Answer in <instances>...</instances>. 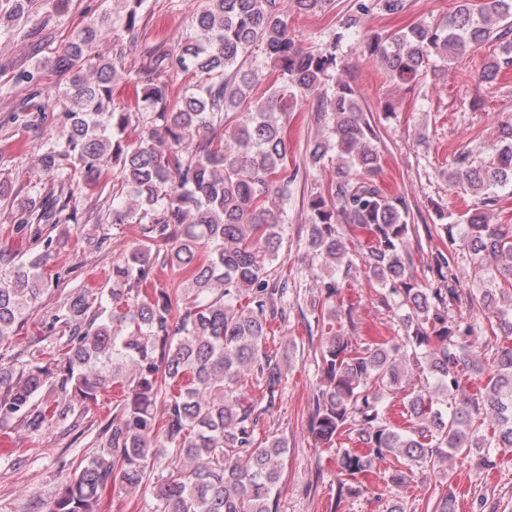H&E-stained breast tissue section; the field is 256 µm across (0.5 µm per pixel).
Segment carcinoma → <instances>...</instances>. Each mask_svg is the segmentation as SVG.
Segmentation results:
<instances>
[{
    "instance_id": "1",
    "label": "carcinoma",
    "mask_w": 512,
    "mask_h": 512,
    "mask_svg": "<svg viewBox=\"0 0 512 512\" xmlns=\"http://www.w3.org/2000/svg\"><path fill=\"white\" fill-rule=\"evenodd\" d=\"M34 2L0 9V32L25 25ZM110 2L101 21L55 51L51 63L68 80L54 90L52 112L34 103L36 119L19 123L25 131L53 124L37 166L56 189L22 196L0 177L11 238L27 245L0 246V347L48 292L43 267L57 231L81 220L73 188L101 194L110 185L112 197L126 195L132 204L113 208L112 223L135 224L140 236L112 263L110 288L60 295L29 358L0 365L1 430L16 424L41 433L70 418L76 437L94 434L96 451L68 473L47 512H101L106 489L132 494L148 486L154 503L144 512H278L288 447L258 431L284 379L268 329L286 321L290 304L288 279L276 268L288 217L268 202L291 195L300 167L289 161L288 114L312 97L327 136L309 148V166L334 168L329 185L305 202L316 283L334 304L343 281L374 279L404 331L368 342L315 317L325 337L314 351L310 426L321 446L334 449L336 503L363 491L377 461L387 462L388 488L406 484L416 468L474 450L494 465L512 449V225L492 224L488 213L512 190V120L499 126L488 159L454 157L448 182L477 203L460 215L436 207L434 228L446 243L428 262L437 282L425 283L411 269L410 207L383 184L376 125L341 54L360 17L399 14L405 0H355L336 37L314 50L295 40L281 0H206L193 33L175 48L146 47L135 71L122 54L105 58L93 48L115 30L134 32L146 0ZM456 3L442 18L370 36L368 52L390 81L416 85L431 64L445 70L512 32V0ZM260 57L275 73L262 92ZM509 66L511 40L477 78L490 84ZM189 70L200 80L171 98L168 79ZM130 73L140 85L132 109L113 100L115 82ZM461 252L472 278L460 271ZM168 267L182 282L160 288L157 269ZM44 342L61 358L36 357ZM477 348L486 381L470 396L463 376ZM415 373L434 386L412 381ZM249 386L259 396H249ZM113 388L121 399L112 417L85 420L88 404ZM400 392L402 428L385 415V400ZM344 439L359 447H334Z\"/></svg>"
}]
</instances>
